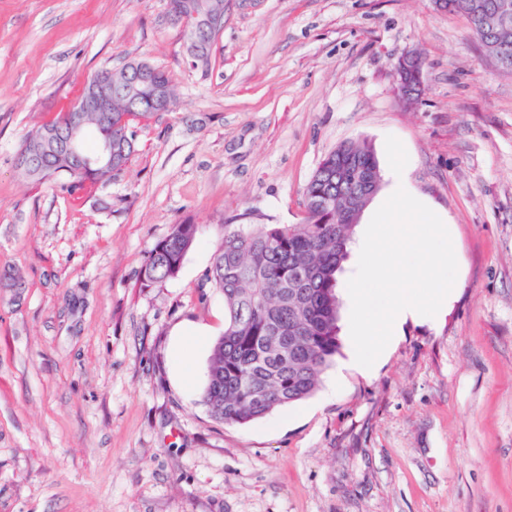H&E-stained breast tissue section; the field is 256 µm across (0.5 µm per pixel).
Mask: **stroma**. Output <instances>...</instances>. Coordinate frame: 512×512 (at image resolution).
Returning <instances> with one entry per match:
<instances>
[{"mask_svg":"<svg viewBox=\"0 0 512 512\" xmlns=\"http://www.w3.org/2000/svg\"><path fill=\"white\" fill-rule=\"evenodd\" d=\"M167 0H0V512H512V75L433 0H225L209 68ZM424 91L404 106L398 58ZM145 59L177 106L132 121L111 179L24 177L27 134ZM453 227L454 294L372 373L352 340L316 391L245 425L203 402L228 224H299L340 144L386 136ZM195 240L148 282L173 226ZM422 61L417 52H412L410 54H406L398 59L395 63L394 70L397 77V89L399 96L402 98L407 90L405 78L407 74L412 73L413 75H417V72H421L419 79L417 82L423 84V73L421 71ZM402 76V80H399L398 72ZM193 224H177L172 232L150 250L144 276L147 280H164L174 277L195 239Z\"/></svg>","mask_w":512,"mask_h":512,"instance_id":"1","label":"stroma"}]
</instances>
